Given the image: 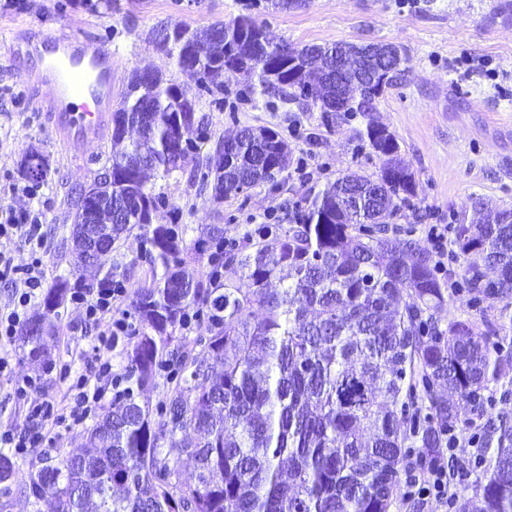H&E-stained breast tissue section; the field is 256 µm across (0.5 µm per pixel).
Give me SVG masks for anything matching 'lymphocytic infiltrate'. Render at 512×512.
Listing matches in <instances>:
<instances>
[{"instance_id": "f902f5d3", "label": "lymphocytic infiltrate", "mask_w": 512, "mask_h": 512, "mask_svg": "<svg viewBox=\"0 0 512 512\" xmlns=\"http://www.w3.org/2000/svg\"><path fill=\"white\" fill-rule=\"evenodd\" d=\"M23 240L29 247L26 264H14L9 246L15 240ZM45 235L39 214L19 213L9 207H0V281L10 283L13 291L12 306L0 310V373L10 371L12 345L17 329L26 319L27 308L41 288L44 280ZM124 294L120 288H101L88 294L79 290L70 300L82 309L85 323L98 329L97 343L91 351H79L85 370L76 374L68 386L66 407L38 399L41 379L29 376L18 381L14 394L22 401L28 426L23 431L0 428V447L9 448L19 455L38 449L54 447V430L64 422L78 425L95 418L106 395L116 393L122 380L112 369V340L117 336H129L133 325L126 317L112 314V306ZM446 468L434 463L428 476H407L406 498L434 499L442 507H452L456 497L452 494Z\"/></svg>"}]
</instances>
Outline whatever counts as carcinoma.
<instances>
[{
    "mask_svg": "<svg viewBox=\"0 0 512 512\" xmlns=\"http://www.w3.org/2000/svg\"><path fill=\"white\" fill-rule=\"evenodd\" d=\"M251 15L203 29L177 25L156 44L176 58L195 82V94L224 92V75L250 70L259 86L286 102L321 108L324 88H308V67L321 57L353 64V96L339 112H370L396 83L405 54L388 80L379 60L357 44L269 50ZM111 141L137 138L111 155L112 183L94 181L96 195L112 196L126 212L111 210L97 223H81L89 208L74 192L73 253L85 267L99 264L86 232L111 249L133 229L144 251L138 265L144 285L129 297L125 314L141 330L119 340L124 391L87 429V451L58 455L30 478L35 501L56 512H390L409 443L438 457L476 426L483 471L460 498L472 512H512V412H492L479 401L501 385L512 353L490 336L512 332V209L498 208L456 225L453 245L465 260L464 279L476 294L502 303L479 321L444 320L450 296L435 275L432 256L405 261L392 239L358 234L378 225L415 195V178L384 126L367 136L382 164L374 176H342L312 200L297 223L258 229L261 240L227 247L223 232H207L212 259L228 276L218 282L187 269L180 210L147 185L149 171L167 177L198 154L186 131L196 118L188 91L155 72L132 77L120 108L112 112ZM288 143L269 127L246 128L221 143L204 163L199 181L212 199L272 182L290 166ZM50 163L35 148L22 156L21 179L48 182ZM170 223L155 224L159 210ZM287 272L288 283L271 284ZM71 293L66 278L44 294L42 311L23 326L20 342L35 362L49 356L52 317ZM263 318L252 322L253 308ZM207 319L209 335H177L187 316ZM208 357L199 359L195 347ZM171 384L152 404L157 372ZM180 448L196 463L192 483L181 479L165 447Z\"/></svg>",
    "mask_w": 512,
    "mask_h": 512,
    "instance_id": "obj_1",
    "label": "carcinoma"
}]
</instances>
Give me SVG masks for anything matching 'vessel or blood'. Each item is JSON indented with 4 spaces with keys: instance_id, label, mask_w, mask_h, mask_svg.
I'll use <instances>...</instances> for the list:
<instances>
[{
    "instance_id": "obj_1",
    "label": "vessel or blood",
    "mask_w": 512,
    "mask_h": 512,
    "mask_svg": "<svg viewBox=\"0 0 512 512\" xmlns=\"http://www.w3.org/2000/svg\"><path fill=\"white\" fill-rule=\"evenodd\" d=\"M16 54L36 57L37 82L55 86L48 107L61 137L72 152L84 139L98 135L112 110V51L90 36L61 35L49 43L29 39Z\"/></svg>"
}]
</instances>
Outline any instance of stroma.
<instances>
[{"label": "stroma", "mask_w": 512, "mask_h": 512, "mask_svg": "<svg viewBox=\"0 0 512 512\" xmlns=\"http://www.w3.org/2000/svg\"><path fill=\"white\" fill-rule=\"evenodd\" d=\"M498 0H306L288 11L255 12V19L274 42L331 46L342 43H389L402 48L406 69L395 86L376 99L369 112H322L277 95L262 92L256 77L237 73L225 78L223 93L196 101V115L210 134L200 140L202 154L213 153L218 138L240 128L265 126L287 141L291 158L308 163L309 177H299L294 165L276 184L263 183L213 202L209 188L192 176L193 164L156 177L150 184L179 207L194 241L212 226L226 238L245 241L262 224H290L307 197L322 191L339 176L357 172L373 175L381 165L367 138V127L385 126L399 154L413 172L417 195L409 206L387 218V237L430 246L434 224L458 223L473 201L512 208V17L495 15ZM251 0H0V204L23 212H41L45 224V285L77 275L94 282L102 274L82 268L72 252L75 208L73 189L94 182L111 153L109 132L89 138L79 155H72L46 109L52 85H37L28 74L35 58L13 56L15 40L40 36L89 35L109 44L112 105L120 107L133 73L154 70L168 82L191 86L174 58L157 49L156 33L181 24L193 29L227 22L245 13ZM37 148L50 162L47 184L37 197L23 193L18 164L28 148ZM462 261L445 259L437 275L455 292L445 318L465 320L494 314L497 301H474L458 285ZM96 329L83 325V312L64 303L55 320V335L47 347L56 366L70 364L80 371L76 348L90 349ZM39 374L42 400H62L66 386L58 373L14 348L12 369L0 374V427L24 430L26 413L13 394L14 383ZM85 425L63 429L55 447L15 458V473L0 483V512H53L52 502L32 506L25 484L46 458L77 454L85 445Z\"/></svg>", "instance_id": "1"}]
</instances>
